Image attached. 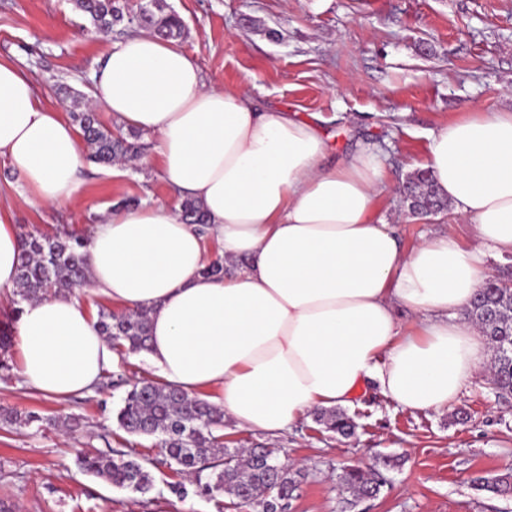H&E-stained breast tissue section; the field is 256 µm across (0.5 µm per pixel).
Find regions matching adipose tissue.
I'll return each instance as SVG.
<instances>
[{
    "mask_svg": "<svg viewBox=\"0 0 512 512\" xmlns=\"http://www.w3.org/2000/svg\"><path fill=\"white\" fill-rule=\"evenodd\" d=\"M93 103L155 136V161L205 229L179 210H112L87 241L94 291L149 318L147 357L161 385L206 388L235 426L281 432L308 411L351 405L357 388L416 411L447 408L487 342L468 319L512 254V111L475 110L433 130L426 164L477 243L448 234L404 248L376 212L388 186L377 152L326 163L319 129L256 110L244 91L206 87L176 42L139 32L102 55ZM88 147L64 112L43 104L24 69L0 59V158L36 206L68 202ZM234 273H206L205 242ZM21 240L0 200V304L15 297ZM420 318L403 333L400 311ZM23 384L62 401L91 391L117 361L78 292L25 304L17 321Z\"/></svg>",
    "mask_w": 512,
    "mask_h": 512,
    "instance_id": "ef3b65f1",
    "label": "adipose tissue"
}]
</instances>
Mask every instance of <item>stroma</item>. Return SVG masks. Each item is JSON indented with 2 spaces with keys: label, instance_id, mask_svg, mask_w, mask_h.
<instances>
[{
  "label": "stroma",
  "instance_id": "obj_1",
  "mask_svg": "<svg viewBox=\"0 0 512 512\" xmlns=\"http://www.w3.org/2000/svg\"><path fill=\"white\" fill-rule=\"evenodd\" d=\"M185 22L179 43L199 64L206 85L241 87L261 110L280 109L319 124L333 145L329 161L372 149L398 185L424 165L429 133L471 109L512 110V0H166ZM120 36L96 35L73 0H0V57L26 70L43 101L72 110L87 96L98 61ZM142 164L86 162L72 201L30 205L10 163L0 158V196L11 202L19 232L87 237L103 211L135 198L180 206L142 138ZM379 217L396 224L404 246L445 232L463 243L473 228L444 210L416 218L385 197ZM490 364L463 384L448 408L419 412L395 406L375 383L361 385L347 414L353 436L326 431L304 415L277 435L223 427L232 448L265 444L302 470L292 512H512V495L481 490L476 479L512 469V397H499ZM125 387L112 383L65 402L24 386L16 357L0 369V410L34 412L38 422L0 421V512H250L223 495L178 498L183 477L164 466L153 437L121 430L116 413ZM84 427L66 435L48 425L60 412ZM121 449L154 461L145 495L85 473L77 451ZM399 456L378 497L339 492L342 466L369 468Z\"/></svg>",
  "mask_w": 512,
  "mask_h": 512
}]
</instances>
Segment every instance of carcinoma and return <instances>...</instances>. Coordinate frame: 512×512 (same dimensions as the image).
Here are the masks:
<instances>
[{
    "instance_id": "1",
    "label": "carcinoma",
    "mask_w": 512,
    "mask_h": 512,
    "mask_svg": "<svg viewBox=\"0 0 512 512\" xmlns=\"http://www.w3.org/2000/svg\"><path fill=\"white\" fill-rule=\"evenodd\" d=\"M75 8L88 16L98 32H112L113 27L136 14L140 27L166 39H179L185 25L182 18L169 9L166 0H147L137 11L128 10L121 0H74ZM72 120L92 149V159L110 165L119 159L139 156L145 149L141 135H124L100 122L97 113L75 106ZM401 204L411 215H421L428 209L446 206L431 177L416 172L406 181ZM182 218L189 224H204L203 209L192 200L182 202ZM85 241L70 234L46 237L28 233L22 236V256L17 276L13 312L20 317L22 304L41 298L55 289L68 291L89 283ZM467 315L479 323L492 350L491 366L496 370V387L501 395H512V290L499 287V281L489 283L470 304ZM98 326L109 342L135 353L149 348V323L146 313L116 315L100 313ZM128 389L116 420L130 436L157 437L166 454L163 463L176 467L191 478L194 489L177 483L170 490L179 498L189 493L215 498L228 495L245 507L258 512H270L271 505L290 498L297 489L302 473L280 462L278 449L256 446L242 453L226 448L219 431L224 427V409L198 396L179 389L161 386L153 380L127 382ZM316 422L333 433L351 436L355 425L346 413L332 409L317 412ZM78 464L86 473L101 478L113 486L145 494L153 486L154 477L148 466L120 450L89 455L77 450ZM398 465L395 458L383 460V467L367 472L344 470L339 476L344 490L360 496H373L386 486V469ZM481 487L498 493L512 487V471L491 478L483 477Z\"/></svg>"
}]
</instances>
